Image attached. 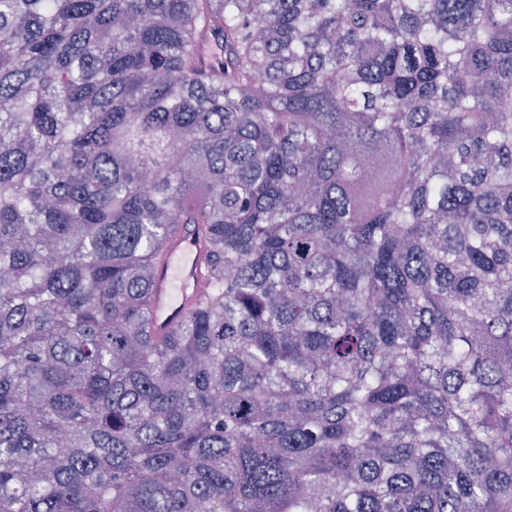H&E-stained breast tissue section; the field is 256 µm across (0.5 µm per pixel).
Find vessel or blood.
I'll return each mask as SVG.
<instances>
[{"label": "vessel or blood", "mask_w": 512, "mask_h": 512, "mask_svg": "<svg viewBox=\"0 0 512 512\" xmlns=\"http://www.w3.org/2000/svg\"><path fill=\"white\" fill-rule=\"evenodd\" d=\"M201 253L192 235L184 233L169 242L152 290L155 333H165L198 294Z\"/></svg>", "instance_id": "vessel-or-blood-1"}]
</instances>
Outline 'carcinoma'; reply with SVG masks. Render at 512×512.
Wrapping results in <instances>:
<instances>
[{
	"label": "carcinoma",
	"instance_id": "obj_1",
	"mask_svg": "<svg viewBox=\"0 0 512 512\" xmlns=\"http://www.w3.org/2000/svg\"><path fill=\"white\" fill-rule=\"evenodd\" d=\"M0 512H512V0H0ZM201 253L200 243L190 234L169 241L167 257L158 268L152 290L156 334L165 333L198 294Z\"/></svg>",
	"mask_w": 512,
	"mask_h": 512
}]
</instances>
